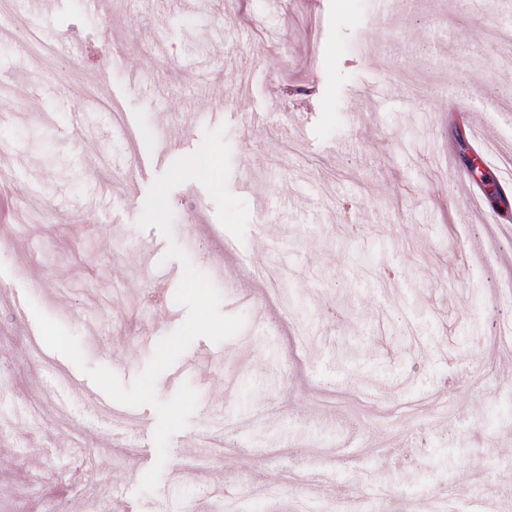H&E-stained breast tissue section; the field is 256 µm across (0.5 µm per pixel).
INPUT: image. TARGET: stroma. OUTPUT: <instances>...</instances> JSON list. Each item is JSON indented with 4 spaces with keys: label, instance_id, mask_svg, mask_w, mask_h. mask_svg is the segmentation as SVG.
<instances>
[{
    "label": "stroma",
    "instance_id": "1",
    "mask_svg": "<svg viewBox=\"0 0 512 512\" xmlns=\"http://www.w3.org/2000/svg\"><path fill=\"white\" fill-rule=\"evenodd\" d=\"M509 27L512 0L493 16L476 0H0V512H77L76 484L111 512H332L340 490L408 512L440 486L460 512H512V386L471 388L466 358L512 336V292L494 288L512 279V225L469 210L454 174L472 129L512 155ZM454 98L468 127L444 120ZM222 124L244 239L195 180L170 193V234L139 227L161 145L187 156ZM173 243L208 275L226 245L214 285L245 325L158 379L160 400L187 384L198 403L142 493L155 410L114 443L84 395L61 405L60 371L88 377L41 345L33 312L131 383L187 316L160 272L182 267ZM445 380L455 415L438 425ZM321 469L334 489L311 484Z\"/></svg>",
    "mask_w": 512,
    "mask_h": 512
}]
</instances>
